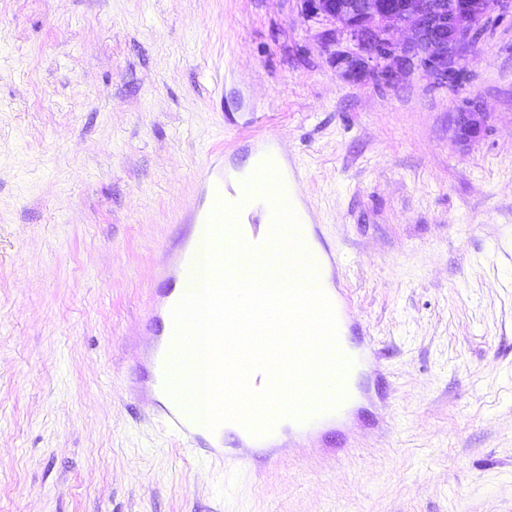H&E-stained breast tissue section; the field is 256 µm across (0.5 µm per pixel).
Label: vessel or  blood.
<instances>
[{
    "label": "vessel or blood",
    "mask_w": 512,
    "mask_h": 512,
    "mask_svg": "<svg viewBox=\"0 0 512 512\" xmlns=\"http://www.w3.org/2000/svg\"><path fill=\"white\" fill-rule=\"evenodd\" d=\"M251 151L257 160L272 161L280 176L285 196H292L298 171L284 164L274 138H258L253 142ZM197 179L199 196L184 215V221L191 224L194 236L173 246L162 267L166 288L157 295L151 314L155 321L163 323L164 329L152 338L150 352L142 368V383L152 399L156 414L163 419L168 431L197 458L207 460L221 456L230 467L244 471L248 469L253 456L270 458L281 454L289 446L306 447L314 437L324 436L328 428L344 425L354 416L357 403L374 399L371 387L356 388L354 380L364 368L372 364L378 352L372 343L364 340L362 325L351 319L350 305L343 290L332 289L328 297L336 313L339 348L352 361L351 366L342 370L338 378L339 384L346 390V397L337 410L321 415L305 410L301 418L280 420L270 434L260 438L234 422L223 424L212 431L189 417L182 401L173 398L166 390L171 380L170 348L174 337L171 310L179 300L174 285L178 278L196 265L198 242H206L214 254L227 246V239L213 238L208 234L209 220L224 200L225 184L235 182L237 189L233 202L240 205L241 209H248L251 202L250 195L246 194L242 186L243 179L238 167L226 160L223 153H212Z\"/></svg>",
    "instance_id": "1"
}]
</instances>
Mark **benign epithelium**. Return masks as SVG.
I'll return each mask as SVG.
<instances>
[{"label": "benign epithelium", "mask_w": 512, "mask_h": 512, "mask_svg": "<svg viewBox=\"0 0 512 512\" xmlns=\"http://www.w3.org/2000/svg\"><path fill=\"white\" fill-rule=\"evenodd\" d=\"M303 13L320 24L325 45L342 41L333 63L351 82L394 85L418 70L439 85L465 70L488 20L512 19V0H300ZM486 113L470 109L456 118L457 136L471 141L485 129Z\"/></svg>", "instance_id": "obj_1"}]
</instances>
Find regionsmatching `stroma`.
I'll use <instances>...</instances> for the list:
<instances>
[{
    "instance_id": "stroma-1",
    "label": "stroma",
    "mask_w": 512,
    "mask_h": 512,
    "mask_svg": "<svg viewBox=\"0 0 512 512\" xmlns=\"http://www.w3.org/2000/svg\"><path fill=\"white\" fill-rule=\"evenodd\" d=\"M322 31L300 0H0V512H512V20L453 88L346 82ZM264 135L388 398L246 473L133 389L197 172ZM486 112L470 109L460 112L456 118L457 136L461 141L479 138L485 129Z\"/></svg>"
}]
</instances>
